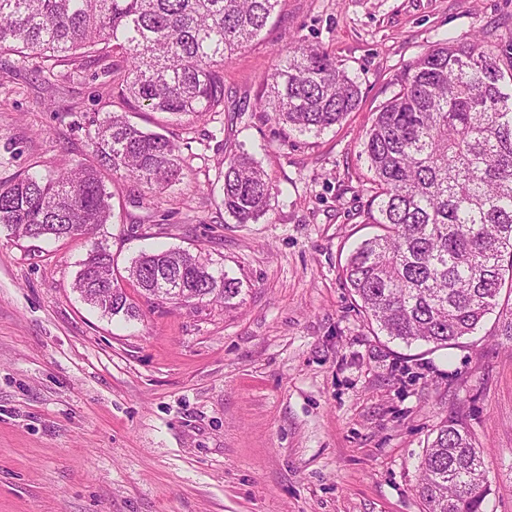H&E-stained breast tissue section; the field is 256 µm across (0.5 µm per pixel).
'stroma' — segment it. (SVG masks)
Segmentation results:
<instances>
[{"label": "stroma", "mask_w": 512, "mask_h": 512, "mask_svg": "<svg viewBox=\"0 0 512 512\" xmlns=\"http://www.w3.org/2000/svg\"><path fill=\"white\" fill-rule=\"evenodd\" d=\"M512 39V0H280L224 66V108L133 112L180 147L158 192L106 177L95 239L0 226V512H425L420 461L463 420L489 467L487 512H512V345L491 311L436 348L389 339L343 268L378 232L362 136L396 79L443 39ZM321 47L358 84L357 109L318 134L257 102L289 41ZM104 64L0 53V181L52 176L90 153L114 110ZM253 155L276 191L257 222L224 211V159ZM119 270L186 249L238 278L233 306L164 303L120 284L138 317L103 315L74 287L93 240Z\"/></svg>", "instance_id": "stroma-1"}]
</instances>
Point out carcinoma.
<instances>
[{
    "label": "carcinoma",
    "instance_id": "cac0c4a2",
    "mask_svg": "<svg viewBox=\"0 0 512 512\" xmlns=\"http://www.w3.org/2000/svg\"><path fill=\"white\" fill-rule=\"evenodd\" d=\"M280 0H0V52L56 63L94 52L126 107L205 115L224 105V61L248 47ZM376 112L364 149L382 233L349 256L345 283L387 336L406 344H454L512 296V40L444 41L421 55ZM360 90L342 65L294 43L260 98L262 112L319 133L354 111ZM91 157L54 178L0 181V225L18 237L84 235L112 218L103 172L164 189L181 180L179 146L111 111L95 121ZM274 185L245 152L224 160L223 204L238 224L263 216ZM110 250L96 242L74 287L112 317L137 316L114 282ZM140 292L173 275L180 305L241 293L240 281L188 250L143 253L127 269ZM488 467L467 425L446 420L421 462L426 512H483Z\"/></svg>",
    "mask_w": 512,
    "mask_h": 512
}]
</instances>
